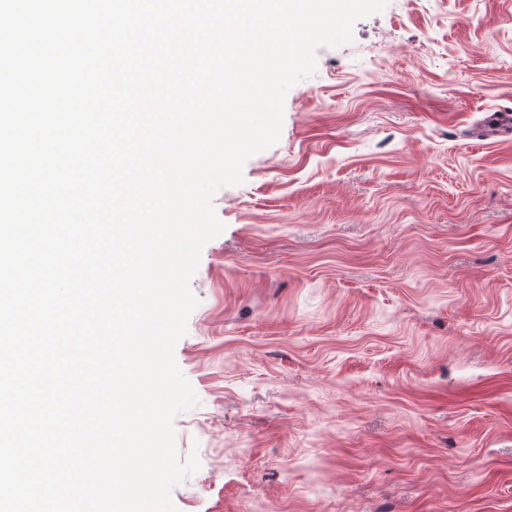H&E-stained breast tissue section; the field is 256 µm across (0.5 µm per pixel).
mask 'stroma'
<instances>
[{"mask_svg": "<svg viewBox=\"0 0 512 512\" xmlns=\"http://www.w3.org/2000/svg\"><path fill=\"white\" fill-rule=\"evenodd\" d=\"M214 197L178 512H512V0H389Z\"/></svg>", "mask_w": 512, "mask_h": 512, "instance_id": "1", "label": "stroma"}]
</instances>
